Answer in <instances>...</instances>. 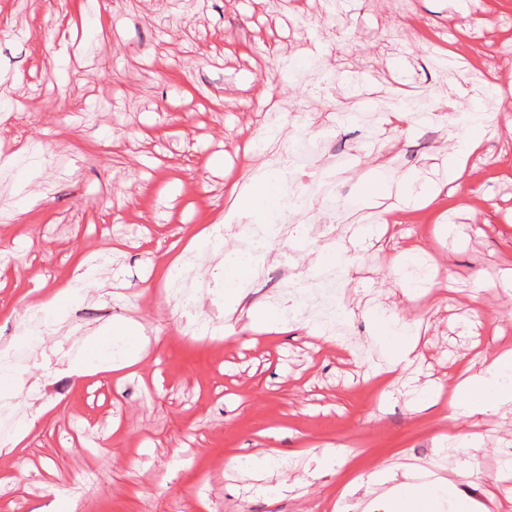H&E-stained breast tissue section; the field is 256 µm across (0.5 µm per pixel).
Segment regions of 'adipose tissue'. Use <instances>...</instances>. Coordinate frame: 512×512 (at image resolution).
<instances>
[{
    "label": "adipose tissue",
    "mask_w": 512,
    "mask_h": 512,
    "mask_svg": "<svg viewBox=\"0 0 512 512\" xmlns=\"http://www.w3.org/2000/svg\"><path fill=\"white\" fill-rule=\"evenodd\" d=\"M288 204L285 180L279 171L254 170L247 184L236 195L229 218L251 217L264 206L284 207ZM254 240L245 238L241 247L227 253L224 259V300L238 311L244 332L271 333L287 324V303L254 304L247 296L256 276ZM382 338L392 343L388 358L390 368L411 363L419 355L418 340L409 325L394 319L382 324ZM144 338L141 328L116 315L108 336L94 337L82 357L71 367L73 374L86 376L101 372H120L133 367L141 359ZM452 419L474 413L498 411L512 405V352L498 356L479 368L459 384L449 397ZM459 500L458 512H481V504L462 498L460 489L448 479L432 474L406 472L397 492L389 497V512H439L447 497Z\"/></svg>",
    "instance_id": "ef3b65f1"
}]
</instances>
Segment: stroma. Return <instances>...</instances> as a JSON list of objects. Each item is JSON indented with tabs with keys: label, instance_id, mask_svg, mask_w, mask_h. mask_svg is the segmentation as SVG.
Here are the masks:
<instances>
[{
	"label": "stroma",
	"instance_id": "obj_1",
	"mask_svg": "<svg viewBox=\"0 0 512 512\" xmlns=\"http://www.w3.org/2000/svg\"><path fill=\"white\" fill-rule=\"evenodd\" d=\"M448 56L458 74L435 68ZM440 96L491 125L461 190L430 204L423 187L447 178L463 134L427 112ZM397 98L416 108L395 126ZM0 112L26 129L0 170V444L34 426L0 455V512H57L60 494L75 512H386L388 468L512 512V411H448L463 354L512 350V0H0ZM303 127L353 150L336 184L357 206L328 228L349 266L344 334L300 317L254 342L226 335L233 236L200 250L190 307L160 258L222 222L242 173L292 153ZM381 162L407 183L399 223L361 204ZM252 220L310 267L319 246L298 212ZM411 243L419 262L399 257ZM416 264L453 290L409 296ZM75 279L83 293L32 324L24 293ZM117 314L147 356L122 379L71 375ZM388 317L422 324L421 359L394 371L377 339ZM265 454L288 496L256 479Z\"/></svg>",
	"mask_w": 512,
	"mask_h": 512
}]
</instances>
